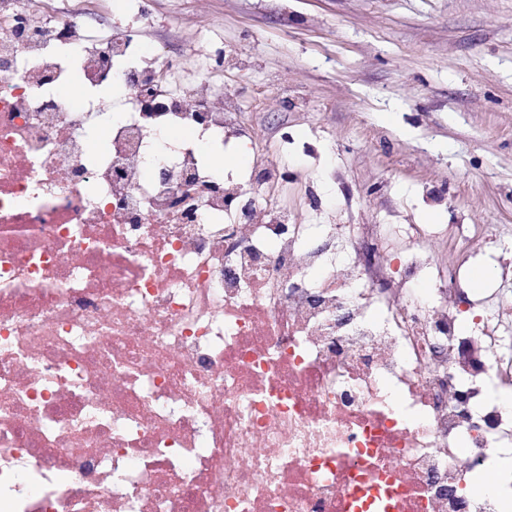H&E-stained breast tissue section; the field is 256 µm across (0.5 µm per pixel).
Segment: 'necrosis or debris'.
Listing matches in <instances>:
<instances>
[{
	"label": "necrosis or debris",
	"instance_id": "1",
	"mask_svg": "<svg viewBox=\"0 0 512 512\" xmlns=\"http://www.w3.org/2000/svg\"><path fill=\"white\" fill-rule=\"evenodd\" d=\"M137 3L95 36L0 0V512H347L375 487L389 512H501L461 488L512 458V300L476 296L461 334L470 233L448 267L417 224L307 245L281 168L212 172L204 145L253 142L224 100L193 82L145 111L178 61L135 57Z\"/></svg>",
	"mask_w": 512,
	"mask_h": 512
}]
</instances>
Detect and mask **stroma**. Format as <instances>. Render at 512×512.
<instances>
[{"mask_svg": "<svg viewBox=\"0 0 512 512\" xmlns=\"http://www.w3.org/2000/svg\"><path fill=\"white\" fill-rule=\"evenodd\" d=\"M181 58L286 166L293 221L471 224L512 243V0H155ZM223 50L214 72L207 58Z\"/></svg>", "mask_w": 512, "mask_h": 512, "instance_id": "obj_1", "label": "stroma"}]
</instances>
